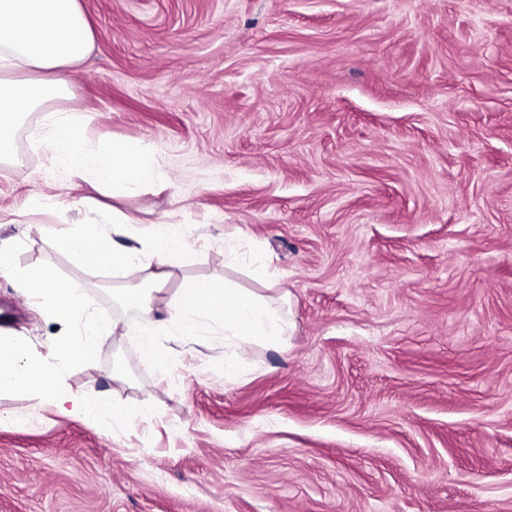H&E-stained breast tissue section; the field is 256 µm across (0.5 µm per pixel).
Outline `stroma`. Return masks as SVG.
Instances as JSON below:
<instances>
[{
  "instance_id": "obj_1",
  "label": "stroma",
  "mask_w": 512,
  "mask_h": 512,
  "mask_svg": "<svg viewBox=\"0 0 512 512\" xmlns=\"http://www.w3.org/2000/svg\"><path fill=\"white\" fill-rule=\"evenodd\" d=\"M80 2L94 44L63 106L89 148L153 149L161 182L119 207L195 252L162 301L226 278L290 328L232 378L218 332L161 330L162 372L101 337L66 383L150 401L125 432L0 395V512H512V0ZM39 122L0 163V236L131 321L132 276L51 245L112 198L56 170ZM4 305L50 354L61 327L1 274Z\"/></svg>"
}]
</instances>
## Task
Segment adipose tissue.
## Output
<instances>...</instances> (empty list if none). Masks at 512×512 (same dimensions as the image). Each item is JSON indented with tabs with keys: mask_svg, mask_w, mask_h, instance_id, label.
Instances as JSON below:
<instances>
[{
	"mask_svg": "<svg viewBox=\"0 0 512 512\" xmlns=\"http://www.w3.org/2000/svg\"><path fill=\"white\" fill-rule=\"evenodd\" d=\"M92 43L80 0H0V161L12 158V131L22 117L39 112L43 118L35 135L57 167L85 175L92 187L113 198H126L160 180L154 154L139 141L118 142L103 152L85 148L84 114L59 105L72 93L69 70L85 60ZM52 245L87 265L138 272L137 286L114 289L112 297L144 315V322L133 326L143 358L164 370L169 351L157 343L146 317L167 285L170 267L193 260L183 225L158 224L137 247L111 237L91 220L78 231L57 235ZM174 303L184 336L207 328L239 341L276 345L288 334L278 307L226 280L184 282Z\"/></svg>",
	"mask_w": 512,
	"mask_h": 512,
	"instance_id": "ef3b65f1",
	"label": "adipose tissue"
}]
</instances>
